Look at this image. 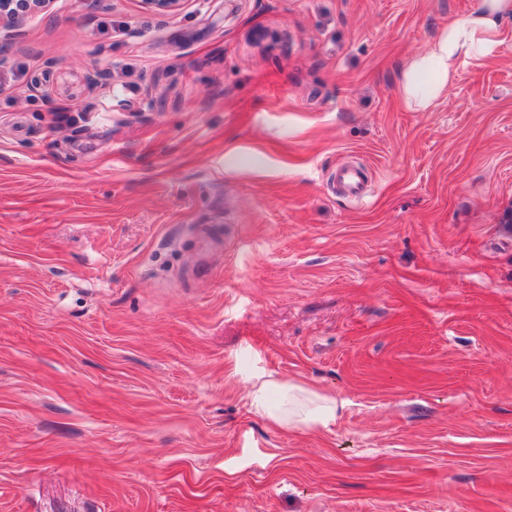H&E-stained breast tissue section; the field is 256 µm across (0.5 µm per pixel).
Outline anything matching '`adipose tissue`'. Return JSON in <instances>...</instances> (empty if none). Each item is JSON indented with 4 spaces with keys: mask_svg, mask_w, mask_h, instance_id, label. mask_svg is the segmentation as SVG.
Returning a JSON list of instances; mask_svg holds the SVG:
<instances>
[{
    "mask_svg": "<svg viewBox=\"0 0 512 512\" xmlns=\"http://www.w3.org/2000/svg\"><path fill=\"white\" fill-rule=\"evenodd\" d=\"M511 17L512 0H481L471 14L441 28L402 69L404 106L416 112L436 107L454 85L461 65L495 55L503 23ZM250 406L280 428L318 431L333 427L346 403L304 384L271 376L252 384Z\"/></svg>",
    "mask_w": 512,
    "mask_h": 512,
    "instance_id": "ef3b65f1",
    "label": "adipose tissue"
}]
</instances>
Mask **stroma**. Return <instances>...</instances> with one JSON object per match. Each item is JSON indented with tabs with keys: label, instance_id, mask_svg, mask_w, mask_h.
Segmentation results:
<instances>
[{
	"label": "stroma",
	"instance_id": "1",
	"mask_svg": "<svg viewBox=\"0 0 512 512\" xmlns=\"http://www.w3.org/2000/svg\"><path fill=\"white\" fill-rule=\"evenodd\" d=\"M479 2L55 0L0 41V512H512V20L432 110L399 77ZM271 375L341 418L275 427ZM339 182L351 196L360 197L364 193V174L358 167H346L339 174ZM253 412L288 430H329L346 406L344 400L284 377H268L252 384Z\"/></svg>",
	"mask_w": 512,
	"mask_h": 512
}]
</instances>
